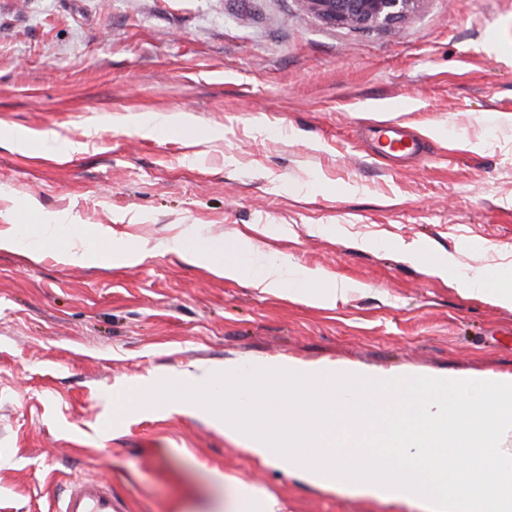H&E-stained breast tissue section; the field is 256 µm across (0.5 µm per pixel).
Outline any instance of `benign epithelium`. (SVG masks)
I'll return each mask as SVG.
<instances>
[{"mask_svg": "<svg viewBox=\"0 0 512 512\" xmlns=\"http://www.w3.org/2000/svg\"><path fill=\"white\" fill-rule=\"evenodd\" d=\"M322 20L360 32L394 29L418 0H301Z\"/></svg>", "mask_w": 512, "mask_h": 512, "instance_id": "1", "label": "benign epithelium"}]
</instances>
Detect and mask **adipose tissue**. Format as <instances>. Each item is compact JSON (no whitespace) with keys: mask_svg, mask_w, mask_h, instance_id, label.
Returning <instances> with one entry per match:
<instances>
[{"mask_svg":"<svg viewBox=\"0 0 512 512\" xmlns=\"http://www.w3.org/2000/svg\"><path fill=\"white\" fill-rule=\"evenodd\" d=\"M109 236L107 230H99L96 245H86L80 248L69 247L60 253L61 259L75 265L97 263L112 267L127 264L136 257L134 249L126 248L112 250L105 246L104 241ZM251 254L250 265H243L238 259L239 254ZM193 258L202 267L218 272L230 280L248 279L251 285L260 291L270 294L284 292L307 300L309 304L317 305L347 296L352 286L349 282L336 280L334 287H321V273L313 271L293 272L282 261L267 256L256 249L249 239H241L235 253L221 255L206 243H197L192 253Z\"/></svg>","mask_w":512,"mask_h":512,"instance_id":"adipose-tissue-1","label":"adipose tissue"}]
</instances>
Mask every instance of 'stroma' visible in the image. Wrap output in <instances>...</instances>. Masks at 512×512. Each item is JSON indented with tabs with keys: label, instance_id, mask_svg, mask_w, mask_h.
<instances>
[{
	"label": "stroma",
	"instance_id": "1",
	"mask_svg": "<svg viewBox=\"0 0 512 512\" xmlns=\"http://www.w3.org/2000/svg\"><path fill=\"white\" fill-rule=\"evenodd\" d=\"M392 118L420 160L367 145ZM31 207L67 241L108 227L140 256L0 248V512H53L95 475L122 512H224L228 482L281 512H419L262 465L204 408L113 399L228 361L512 374V309L429 272L449 252L461 273L512 276V0H419L370 33L300 0H0V229ZM181 237L247 238L354 290L265 294ZM414 241L431 252L410 262L397 245ZM109 229H99L96 242L97 245H85L82 248L70 246L65 250H59V257L70 264L83 265L87 263H97L100 265L112 267L123 266L132 258L137 256V250L126 248L112 251V247L104 245V240L110 235Z\"/></svg>",
	"mask_w": 512,
	"mask_h": 512
}]
</instances>
